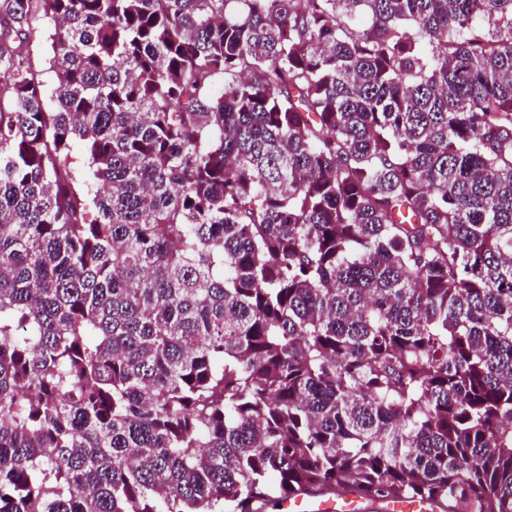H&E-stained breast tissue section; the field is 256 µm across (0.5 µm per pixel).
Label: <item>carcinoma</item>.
<instances>
[{
	"label": "carcinoma",
	"instance_id": "cac0c4a2",
	"mask_svg": "<svg viewBox=\"0 0 512 512\" xmlns=\"http://www.w3.org/2000/svg\"><path fill=\"white\" fill-rule=\"evenodd\" d=\"M0 72V512H512V0H0ZM31 53H32V61L35 65V69L37 72L38 79L44 84L45 88L48 92L51 91L53 87V73L49 70V65L47 64V43L45 40V35L43 33L37 32L31 41ZM382 502L372 501L365 504L363 509L374 510L372 512H439V509L430 502H395L387 505Z\"/></svg>",
	"mask_w": 512,
	"mask_h": 512
}]
</instances>
